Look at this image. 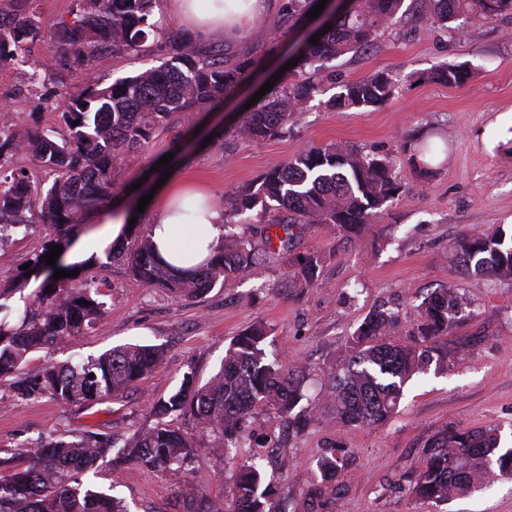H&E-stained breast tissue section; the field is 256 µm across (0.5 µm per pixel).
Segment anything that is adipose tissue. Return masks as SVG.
<instances>
[{"label": "adipose tissue", "instance_id": "obj_1", "mask_svg": "<svg viewBox=\"0 0 512 512\" xmlns=\"http://www.w3.org/2000/svg\"><path fill=\"white\" fill-rule=\"evenodd\" d=\"M274 0H166L164 10L190 37L201 42L242 38ZM112 213L104 217V237L83 240L79 255H96L108 242L122 241L129 220L147 225L153 243L168 263L190 269L207 261L224 236V215L202 189L165 183L157 188L144 212L114 199Z\"/></svg>", "mask_w": 512, "mask_h": 512}]
</instances>
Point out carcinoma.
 <instances>
[{
    "instance_id": "cac0c4a2",
    "label": "carcinoma",
    "mask_w": 512,
    "mask_h": 512,
    "mask_svg": "<svg viewBox=\"0 0 512 512\" xmlns=\"http://www.w3.org/2000/svg\"><path fill=\"white\" fill-rule=\"evenodd\" d=\"M10 12L0 9V66L17 61V50L42 38L34 14L26 11L30 0H11ZM405 0H349L333 13L332 29L313 45L305 42L291 55L306 78L276 83L246 113L236 132L254 141L281 136L293 116L322 91L313 78L332 61L371 45L382 29L398 19ZM410 20H432L454 25L464 35L468 29L493 17L512 16V0H413ZM154 0H76L74 20L56 31L61 50L89 68L105 49L144 51L155 25L149 22ZM320 0H287L284 11L289 26L304 21ZM170 51L162 65L138 75L115 80L103 87L86 78L63 114L68 134L56 140L12 120H0V162L19 152L30 154L54 175L44 188L35 185L24 170L0 174V243L31 224H49L56 235L31 259L22 279L0 287V384L18 397H48L69 406L89 405L119 396L163 364L159 346L127 343L78 362L47 361L25 377L17 372L29 355L46 345L65 343L81 336L104 314L94 282L74 275L53 279L56 267L45 264L50 248L71 246L70 234L84 224L93 209L112 197V175L126 155L140 150L175 113L198 112L221 100L254 74L260 61L245 56L234 66L218 64L185 34L168 35ZM466 64H448L433 71V81L457 86L472 77ZM394 80L375 73L339 85L334 105L368 108L388 101ZM410 164L422 183L434 176L430 144L409 147ZM401 189L391 161L382 155L363 156L347 144L310 147L287 163L261 174L253 182L224 195V224H248L249 212L261 207L274 214L253 240L224 234L216 254L195 270H180L164 263L150 236L142 234L137 250L120 245L106 252L108 259L129 266L144 287L162 289L189 299L202 297L237 275L256 268L266 252L276 248L288 253L289 278L296 288H310L319 279L322 259L313 252L289 249L294 229L328 225L339 240L355 242L383 215L386 204ZM448 266L458 275L512 280V230L499 225L470 230L448 244ZM40 288L25 303L15 322L4 303L22 290L31 278ZM89 306H84V302ZM469 299L453 285L427 294L417 306L413 332L406 339L390 335L397 315L387 309L370 311L346 342V356L333 379L325 403L336 420L352 427L378 425L396 412L404 387L414 375L445 371L458 358L440 338L448 336L465 317ZM271 328L254 324L236 336L227 348L219 370L205 383L193 372L183 374L180 385L166 399L153 403L154 426L135 433L118 458L155 470L180 469L195 454L192 437L166 418L188 413L213 433L212 450L232 458L241 432L256 410L265 406L275 417L301 431L313 423L316 410L306 402L305 370L271 358L267 353ZM114 448L112 434L82 430L63 438L41 440L9 457H0V512H129L120 501L83 480L98 468ZM340 457H322L317 468L322 481L336 478ZM512 475V448L498 428L442 432L430 445L412 493L446 503L453 497L484 485L488 470ZM185 512H224L195 486L181 492ZM234 512H277L271 487L261 466L240 465L235 480Z\"/></svg>"
}]
</instances>
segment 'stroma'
<instances>
[{"instance_id":"1","label":"stroma","mask_w":512,"mask_h":512,"mask_svg":"<svg viewBox=\"0 0 512 512\" xmlns=\"http://www.w3.org/2000/svg\"><path fill=\"white\" fill-rule=\"evenodd\" d=\"M74 7L75 0H32L29 10L43 38L28 46V65L0 66V102H10L25 127L57 138L66 132L61 116L70 108L71 94L87 75L108 84L159 66L168 53L161 42L151 55L104 50L91 67L66 65L53 34L62 21L71 20ZM290 40L288 21L278 7L243 40L210 43L206 49L229 66L254 55L273 72L281 60L267 55V44L285 47ZM448 63L470 64L478 74L454 87L427 80L431 68ZM378 72L399 81L386 104L328 107L335 84ZM329 77L331 86L305 104L288 134L265 141L233 131L238 112L255 92L251 84L201 112L173 115L165 130L119 165L114 190L138 202L134 183L167 155L171 180L206 188L220 209L226 190L251 182L303 148L342 143L364 155L388 156L400 178L402 188L380 221L354 245L339 242L327 226L298 238L295 251L323 258L319 280L310 288L292 287L286 257L280 254L202 298L185 300L145 288L127 264L99 257L85 274L102 293L104 317L84 335L32 353L26 371L48 360L96 356L132 341L163 346L164 364L123 396L90 406L25 400L0 386L1 456L82 429L123 440L155 425L153 403L178 387L185 372L207 381L230 340L259 319L272 329L273 350L305 367L313 393H325L343 363L347 336L370 311L398 310L392 334L407 337L415 305L451 283L471 306L448 344L466 342L470 349L447 371L410 380L388 423L355 428L322 412L298 433L261 407L245 430L246 442L228 459L213 454L209 431L183 415L173 423L197 444L187 469L161 472L125 463L116 471L107 461L91 480L124 499L130 512H181L179 493L190 482L225 512H233L237 466L258 454L281 512H512V477L445 504L411 492L438 433L512 429V281L451 275L447 257L449 241L461 232L512 225V152L506 148L512 139V17L487 20L462 37L428 21H402L362 52L333 61ZM437 132L447 137L448 150L439 155L437 173L424 185L410 167L409 146ZM54 233L51 225L38 223L1 243L0 283L18 280L27 259ZM335 446L345 450L341 469L335 481L325 483L316 463Z\"/></svg>"}]
</instances>
